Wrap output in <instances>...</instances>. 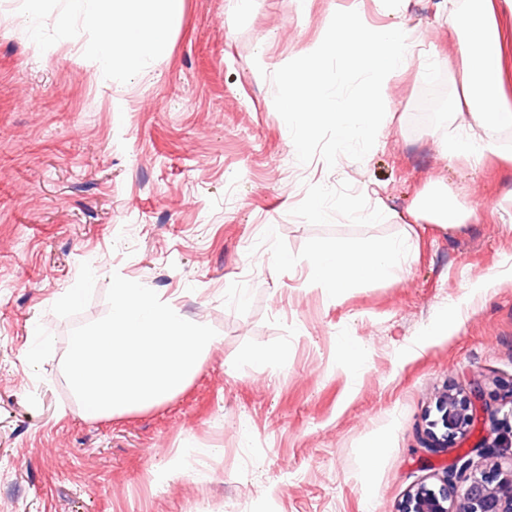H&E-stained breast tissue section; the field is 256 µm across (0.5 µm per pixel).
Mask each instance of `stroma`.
Masks as SVG:
<instances>
[{"mask_svg": "<svg viewBox=\"0 0 512 512\" xmlns=\"http://www.w3.org/2000/svg\"><path fill=\"white\" fill-rule=\"evenodd\" d=\"M348 4L184 0L151 76L132 79L95 62L93 32L0 0V512H396L457 456L489 465L475 446L512 389V126L490 131L482 165L443 157L462 134L461 0H361L416 54L363 160L299 164L258 67L306 55ZM443 203L478 222H426ZM403 239L409 266L339 301L307 276L322 245ZM115 273L221 341L172 399L89 418L62 361ZM256 348L288 359L256 364ZM450 391L476 392L478 423L434 453L422 437Z\"/></svg>", "mask_w": 512, "mask_h": 512, "instance_id": "obj_1", "label": "stroma"}]
</instances>
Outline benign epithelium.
I'll use <instances>...</instances> for the list:
<instances>
[{
    "label": "benign epithelium",
    "mask_w": 512,
    "mask_h": 512,
    "mask_svg": "<svg viewBox=\"0 0 512 512\" xmlns=\"http://www.w3.org/2000/svg\"><path fill=\"white\" fill-rule=\"evenodd\" d=\"M439 417L428 431V449L465 437L474 424L477 405L468 395L450 392L438 403ZM398 512H512V468L472 470L458 457L440 485H422L401 503Z\"/></svg>",
    "instance_id": "benign-epithelium-1"
}]
</instances>
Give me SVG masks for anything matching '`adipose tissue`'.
<instances>
[{"label":"adipose tissue","instance_id":"1","mask_svg":"<svg viewBox=\"0 0 512 512\" xmlns=\"http://www.w3.org/2000/svg\"><path fill=\"white\" fill-rule=\"evenodd\" d=\"M184 0H70L56 21L78 23L96 36V59L127 76L147 74L150 60L166 42L174 21L183 12ZM493 0H474L470 19L449 14L452 28H465L463 107L470 136L453 142L446 155L481 161L491 151L484 131L512 125V106L503 102L512 83V51L495 19ZM411 255L407 242H377L356 246L344 241L318 248L308 261L309 274L332 300L346 288L371 279L393 276Z\"/></svg>","mask_w":512,"mask_h":512}]
</instances>
